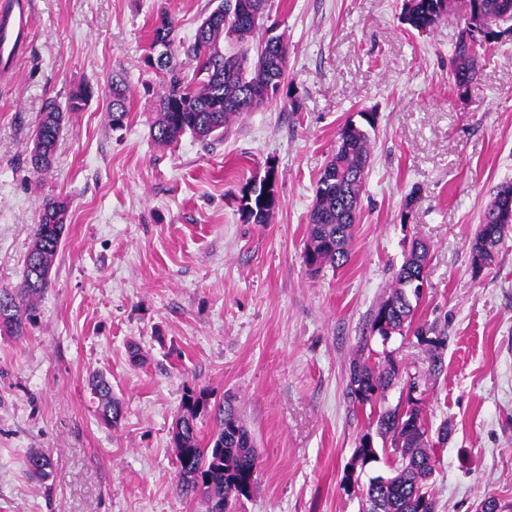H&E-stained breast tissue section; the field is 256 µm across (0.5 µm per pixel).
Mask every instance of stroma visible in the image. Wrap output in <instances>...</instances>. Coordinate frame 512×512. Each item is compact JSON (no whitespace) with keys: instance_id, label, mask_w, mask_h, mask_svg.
<instances>
[{"instance_id":"obj_1","label":"stroma","mask_w":512,"mask_h":512,"mask_svg":"<svg viewBox=\"0 0 512 512\" xmlns=\"http://www.w3.org/2000/svg\"><path fill=\"white\" fill-rule=\"evenodd\" d=\"M34 2L29 45L0 77V288L20 283L44 200L70 208L37 321L0 335V512H205L177 488L171 441L190 386L234 396L254 435L259 469L236 512H360L345 476L365 433L384 443L346 394L359 356L399 365L386 405L412 377L428 423L448 425L437 512L512 501V231L481 272L470 253L482 210L512 181V31L461 94L460 17L420 33L403 21L406 0H269L299 111L281 95L221 137L162 145L151 135L162 76L144 63L155 20L171 16L187 44L218 0ZM115 72L131 90L117 131L103 92ZM86 83L94 97L35 173L45 100ZM361 110L376 122L351 259L314 276L303 251L316 180ZM270 169L280 206L244 223L241 189ZM417 238L431 246L417 318L448 336L438 376L413 332L384 342L369 326ZM94 373L122 403L119 425L98 414ZM35 449L54 460L43 480L27 470Z\"/></svg>"}]
</instances>
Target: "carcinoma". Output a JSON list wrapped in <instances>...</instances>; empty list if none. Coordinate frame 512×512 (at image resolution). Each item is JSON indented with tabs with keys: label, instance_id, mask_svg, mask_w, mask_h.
<instances>
[{
	"label": "carcinoma",
	"instance_id": "cac0c4a2",
	"mask_svg": "<svg viewBox=\"0 0 512 512\" xmlns=\"http://www.w3.org/2000/svg\"><path fill=\"white\" fill-rule=\"evenodd\" d=\"M239 2L220 0L187 46L177 40L170 16L163 13L156 19L150 46L165 41L170 51L167 64L160 67L163 87L156 100L153 123L156 142L171 144L185 134L206 141L228 127L237 116L281 94L286 80L288 45L271 47L266 42V33L273 29L265 25L268 0H247L254 11L250 17L240 15ZM508 2L512 0H479L480 12L492 26L498 27L512 21V8H505ZM455 12V0H407L404 22L422 33L435 29ZM182 54L193 67L190 78L182 74ZM477 72L478 53L461 30L455 43L453 85L473 84ZM106 87L109 122L113 129H120L128 116L130 89L123 79L115 77L107 81ZM86 89L84 85L73 90L64 107L54 100L45 103L34 129V139L43 145V151L29 155L34 172L43 173L52 167L57 143L70 114L81 111L87 103ZM374 127L372 122L345 123L338 132L336 148L320 173L307 216L303 252L304 263L312 273L328 266L340 268L349 261L353 227L361 209V190L366 187L371 165L369 130ZM268 181L276 183L271 170L259 184L242 188L240 200L251 197L250 202L239 207L244 222L264 224L280 206L277 190L265 191ZM507 188L512 189L511 182L500 185L483 210L471 250L496 254L506 232V226L498 223L496 203ZM67 210L66 201L60 197L44 201L40 223L34 227L24 261L22 280L15 288L0 289L1 333L22 336L37 319V299L50 285ZM430 258V246L415 240L395 272L390 294L371 315L370 331L382 335L414 329L415 336L430 347L431 370L439 374L443 369L441 349L445 347V333L434 324H413L417 306L411 300L412 283L426 279ZM399 374L400 367L390 359L372 363L359 357L350 365L347 395L358 405L377 413V432L390 438L394 455L390 475L372 477L360 488L362 512H435L436 509L428 480L436 465L435 447L448 441V426L439 427L437 439H432L419 400L413 396L417 389L413 380L409 382L406 404L393 408L379 406ZM89 385L98 399L101 419L117 425L122 418V405L112 394L110 382L104 375L95 373L89 378ZM202 416L213 421L212 435L205 444L197 428ZM172 443L181 495L187 498L202 495L208 502V512H226L230 502L249 497L258 455L253 437L232 403L213 404L206 389L187 388L172 427ZM354 461L362 468L378 461L371 435L361 438ZM51 465V456L43 451H33L27 457L28 470L36 477H48Z\"/></svg>",
	"mask_w": 512,
	"mask_h": 512
}]
</instances>
